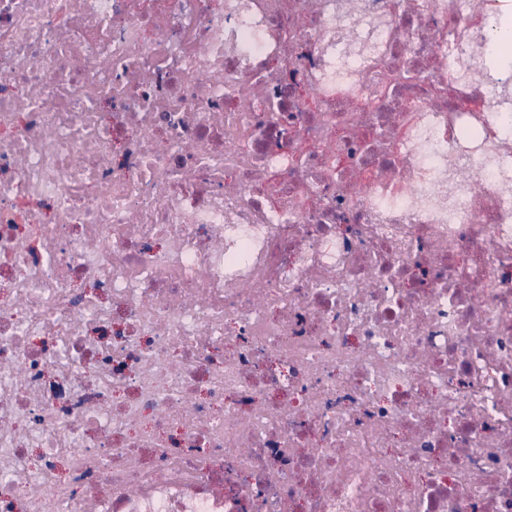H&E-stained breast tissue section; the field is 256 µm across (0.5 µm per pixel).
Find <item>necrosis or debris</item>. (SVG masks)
<instances>
[{
    "mask_svg": "<svg viewBox=\"0 0 512 512\" xmlns=\"http://www.w3.org/2000/svg\"><path fill=\"white\" fill-rule=\"evenodd\" d=\"M202 3L0 0V512H512V0Z\"/></svg>",
    "mask_w": 512,
    "mask_h": 512,
    "instance_id": "1",
    "label": "necrosis or debris"
}]
</instances>
